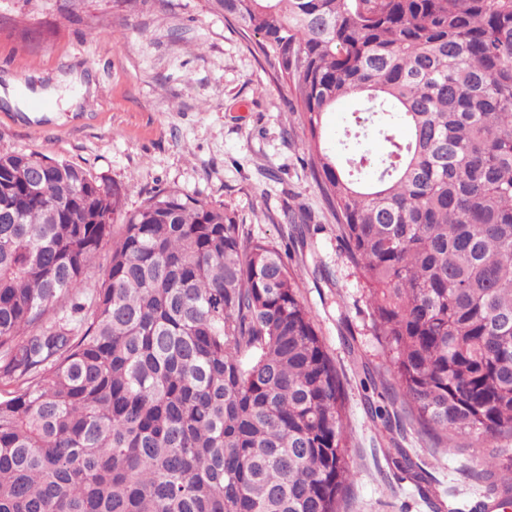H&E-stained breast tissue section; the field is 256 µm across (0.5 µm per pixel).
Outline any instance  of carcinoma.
Wrapping results in <instances>:
<instances>
[{
  "label": "carcinoma",
  "mask_w": 512,
  "mask_h": 512,
  "mask_svg": "<svg viewBox=\"0 0 512 512\" xmlns=\"http://www.w3.org/2000/svg\"><path fill=\"white\" fill-rule=\"evenodd\" d=\"M214 2L302 106L393 395L441 444L512 438V0ZM349 96L341 161L320 130ZM351 434L288 252L178 189L129 212L0 153V512H340Z\"/></svg>",
  "instance_id": "1"
}]
</instances>
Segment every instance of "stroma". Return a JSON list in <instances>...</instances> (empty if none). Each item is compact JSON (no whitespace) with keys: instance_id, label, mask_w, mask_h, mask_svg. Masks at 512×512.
Segmentation results:
<instances>
[{"instance_id":"stroma-1","label":"stroma","mask_w":512,"mask_h":512,"mask_svg":"<svg viewBox=\"0 0 512 512\" xmlns=\"http://www.w3.org/2000/svg\"><path fill=\"white\" fill-rule=\"evenodd\" d=\"M87 72L95 89L78 113L13 111L0 100V151L70 161L121 185L125 206L176 188L223 207L246 236L287 247L299 292L346 382L357 472L342 512H476L490 488L474 473L499 450L512 477V440L459 434L431 445L408 420L387 427L367 403L395 412L378 385L392 358L371 328L362 275L350 263L334 214L305 163L302 114L259 54L212 0H0V76L28 89ZM307 218L289 241L282 215ZM392 448L426 471L417 486L397 472Z\"/></svg>"}]
</instances>
